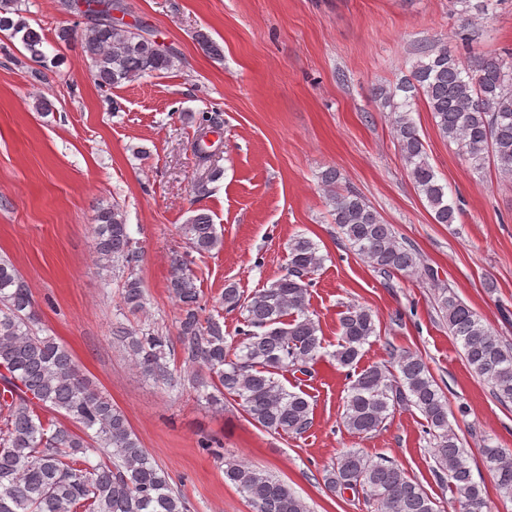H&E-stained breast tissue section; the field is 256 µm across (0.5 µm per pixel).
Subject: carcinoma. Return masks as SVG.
<instances>
[{
	"mask_svg": "<svg viewBox=\"0 0 512 512\" xmlns=\"http://www.w3.org/2000/svg\"><path fill=\"white\" fill-rule=\"evenodd\" d=\"M496 0H454L463 18L493 17ZM22 0H0V33L17 38L31 59L46 62L41 33L22 15ZM65 9L82 21L56 31V43L81 42L90 72L102 86H118L145 75H159L176 65L172 47L159 48L142 32L118 26L112 9L121 0H64ZM403 100L394 101L396 92ZM376 95L392 106V129L406 169L438 224H452L459 208L428 161L412 117L422 99L443 137L455 142L475 171L491 164L512 177V52L466 62L442 46L423 52L394 91ZM338 173L321 175L333 221L351 249L387 280L413 273L420 258L397 238L390 224L356 191L336 189ZM189 248L199 254L223 247V236L206 214L183 227ZM94 251L100 267L133 271L141 253L132 248L123 209L100 207L94 216ZM286 274L246 296L233 284L224 288L220 307L240 315L239 340L224 344V324L202 316L200 290L183 257L172 263L169 288L181 304L177 341L136 329L117 327L112 334L128 349L134 366L155 381L173 387L169 356L205 369L214 379L206 401L224 406V395L238 401L251 421L264 430L301 436L313 423L307 394L280 380L289 372L311 374L320 357V326L308 312L310 276L323 263L316 244L304 237L289 245ZM121 298L131 313L144 310L141 282L125 278ZM450 334L460 341L471 370L486 380L494 397L512 403V344L504 343L466 304L443 288L437 297ZM38 320L25 280L8 259L0 258V512H187L184 495L154 462L124 412L93 387L70 351L51 336L34 331ZM341 336L332 357L342 367L358 362L364 345L379 335L371 310L352 303L340 317ZM389 364L357 373L344 399L343 425L354 435L382 429L398 407H413L426 422L437 481L448 485L453 512H488L482 483L474 480L468 453L448 420V397L421 356L389 347ZM46 411L79 426L76 433ZM98 454L94 460L87 455ZM484 466L499 493L512 499V451L484 444ZM224 478L248 502L252 512H310L287 482L242 461L225 463ZM323 481L331 490L363 495L375 512H438L436 500L405 476L389 458H373L358 449L342 453Z\"/></svg>",
	"mask_w": 512,
	"mask_h": 512,
	"instance_id": "carcinoma-1",
	"label": "carcinoma"
}]
</instances>
